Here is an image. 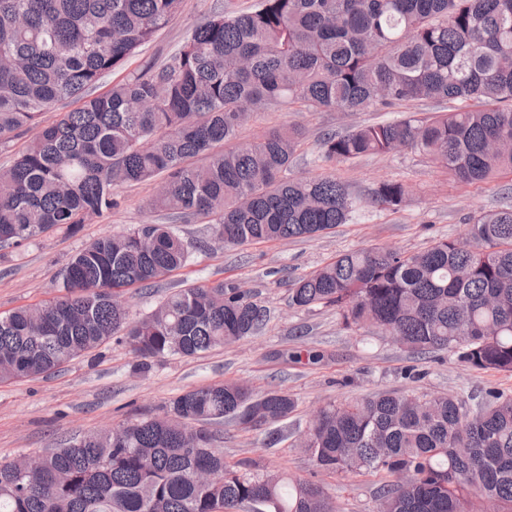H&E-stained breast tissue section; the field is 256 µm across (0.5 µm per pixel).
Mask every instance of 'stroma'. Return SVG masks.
<instances>
[{"mask_svg":"<svg viewBox=\"0 0 512 512\" xmlns=\"http://www.w3.org/2000/svg\"><path fill=\"white\" fill-rule=\"evenodd\" d=\"M218 0H184L175 21L162 30L142 56L107 74L106 91L144 61L165 62ZM448 106L411 101L369 112H295L275 106L255 112L239 130L250 140L287 124L304 128L293 174H331L353 194L370 195L385 181L408 186L411 195L400 209L375 208L329 233L288 241L225 247L214 225L201 218L177 222L198 252L186 268L150 288H133L126 300L133 316L149 312L183 281L198 285L235 282L250 288L266 306L269 320L254 336L217 347L196 358L169 356L152 360L140 372L129 345L110 339L59 371L37 379L0 382V458L44 453L64 440L145 416L167 413L180 394L205 385L236 381L259 392L282 390L296 408L274 432L245 430L226 420L209 424L214 447L247 473L287 472L321 484L337 512H374L381 476L336 475L313 469L304 447L312 411L329 402L377 392L457 395L476 409L490 389L512 393V374L466 368L445 352L409 354L389 337L368 329H347L332 308L299 310L290 306L292 280L311 273L336 254L372 245L418 250L440 239L465 240L474 216L512 207V175L481 186L457 184L426 156L406 149L353 162H320V140L331 133L388 122L408 114L429 117ZM156 186L118 188V208L84 224L74 235L53 231L18 248H0V315L61 296L60 273L71 255L94 239L128 231L144 223H166L152 210Z\"/></svg>","mask_w":512,"mask_h":512,"instance_id":"1","label":"stroma"}]
</instances>
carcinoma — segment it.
<instances>
[{
    "label": "carcinoma",
    "instance_id": "obj_1",
    "mask_svg": "<svg viewBox=\"0 0 512 512\" xmlns=\"http://www.w3.org/2000/svg\"><path fill=\"white\" fill-rule=\"evenodd\" d=\"M183 0H0V143L37 130L0 169V247L75 234L115 209L122 183H154L153 209L211 218L224 246L314 237L410 190L383 182L355 197L335 177L290 174L296 125L237 140L248 116L298 104L367 112L406 101L460 106L431 118L360 126L322 140L325 162L412 148L465 186L512 172V0H256L216 6L166 62L141 55ZM58 111L50 124L49 111ZM470 249L367 247L297 280L296 308L334 307L347 327L391 330L412 354L444 351L477 371L512 373V207L483 212ZM199 247L169 224L99 237L62 271L65 294L0 316V381L51 374L108 339L150 360L196 357L255 335L267 309L235 283L167 293L134 319L135 286L185 267ZM294 399L237 382L186 391L160 417L93 432L25 462H0V512H337L323 486L246 474L202 425L288 418ZM313 467L385 473L375 512H512V394L474 414L453 395L375 393L328 403L305 432Z\"/></svg>",
    "mask_w": 512,
    "mask_h": 512
}]
</instances>
